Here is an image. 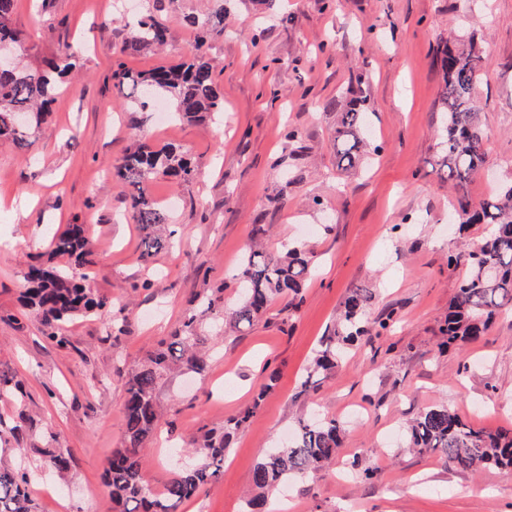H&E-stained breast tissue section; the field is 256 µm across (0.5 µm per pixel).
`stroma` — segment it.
<instances>
[{
  "label": "stroma",
  "instance_id": "stroma-1",
  "mask_svg": "<svg viewBox=\"0 0 512 512\" xmlns=\"http://www.w3.org/2000/svg\"><path fill=\"white\" fill-rule=\"evenodd\" d=\"M131 2L17 0L13 15L28 36L29 67L67 43L77 72L47 124L24 144L0 145V195L14 202L0 210V238L11 243L0 248V375L26 391L0 395V414L31 421L23 445L37 512H117L104 469L124 441L126 372L168 340L204 289L223 287L224 307L235 306V274L256 224L270 227L269 252L295 247L311 257L304 300L291 308L277 299L242 332L202 317L201 342L213 355L203 373L159 383L163 415L143 450L145 483L163 489L194 465L193 440L246 411L223 475L178 509L243 512L262 453L316 414L342 420L343 441L334 466L275 492L293 512H512V471L463 472L400 441L404 423L435 405L477 429H512V308L476 341L442 343L464 274L448 256L481 240L485 227L461 235L448 222L457 195L437 173L435 60L449 37L477 41L489 59L473 90L485 133L484 172L465 190L476 204L512 181V0ZM219 9L223 25H193ZM129 11L169 28L163 49L123 53ZM202 35L223 118L161 126L152 116L132 128L115 62L147 72L186 59ZM353 100L369 114L376 152L345 170L336 164V122ZM139 140L176 146L197 168L189 181L152 183L177 235L173 250L148 262L112 178ZM68 224L84 225L82 271L112 303L66 322L69 344L59 348L21 295L28 265L47 260L52 230ZM357 286L372 294L369 322L387 317L389 327L369 332L331 378L304 389L321 338ZM42 448L71 454L66 481L44 473Z\"/></svg>",
  "mask_w": 512,
  "mask_h": 512
}]
</instances>
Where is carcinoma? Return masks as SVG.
<instances>
[{
    "instance_id": "carcinoma-1",
    "label": "carcinoma",
    "mask_w": 512,
    "mask_h": 512,
    "mask_svg": "<svg viewBox=\"0 0 512 512\" xmlns=\"http://www.w3.org/2000/svg\"><path fill=\"white\" fill-rule=\"evenodd\" d=\"M16 0H0V43L22 47L23 34L13 24ZM168 29L152 17L136 21V28L121 52L140 51L167 42ZM200 39L189 58L162 66L148 74L132 75L119 67L113 72L117 85L132 82L137 96L131 100V123H143L140 114L150 102L164 101L180 121L201 122L224 111V95L214 78V65ZM72 47L62 44L48 69H29L15 58L13 65L0 67V141L22 144L33 135L31 126H40L73 64ZM443 84L440 101L443 130L438 163L440 179L453 187H463L478 173L484 161V131L473 88L488 65L484 49L474 40L465 44L447 43L439 51ZM369 130L368 113L352 103L339 113L336 128V159L341 167L352 168L365 155L364 132ZM190 159L175 147L153 150L136 143L114 166L113 177L121 184L132 221L141 231V257L148 262L171 246L164 233L168 214L150 195V183L162 174L183 180L193 176ZM461 225L486 224L489 232L472 249L448 256V265H463L448 316L442 326L446 345L467 343L481 336L507 305H512V184L505 186L493 201H483L475 209L460 206ZM267 229L253 226L251 246L236 274L240 300L230 312H222L225 324L239 332L253 325L270 303L288 299L294 307L303 302V288L311 275V262L299 250L288 251L282 259L267 252ZM83 225L70 224L51 235L49 256H67L76 266L86 254ZM29 287L25 306L41 318L47 339L59 347L68 338L59 327L76 315L104 309L108 298L93 292L83 274H74L53 262L32 266L26 276ZM371 299L365 288H353L343 303L340 318L323 337L321 349L311 363L305 384L317 385L329 378L346 354L347 346L369 332L366 307ZM206 357L198 350L195 316L183 321L169 342L160 343L143 363L131 369L125 384L124 444L112 451L105 469V486L120 512H176L179 504L196 497L224 472V455L232 432L249 418L246 412L218 429L207 431L193 443L192 454L199 463L171 479L162 492L153 491L142 479L144 458L140 449L152 437L159 418L155 398L158 382L170 371L201 373ZM342 426L334 418H303L292 439L263 453L253 470V494L245 512H268V499L279 486L292 479H305L336 461L341 447ZM409 447L440 452L455 468L468 471L495 467L512 469V430L475 429L445 406H433L417 415L405 433ZM42 466L62 477L71 467V458L56 449L41 448ZM25 453L15 461L0 459V512H33L25 471Z\"/></svg>"
}]
</instances>
